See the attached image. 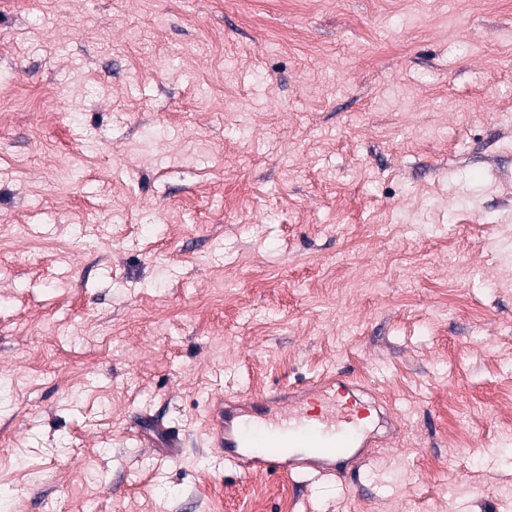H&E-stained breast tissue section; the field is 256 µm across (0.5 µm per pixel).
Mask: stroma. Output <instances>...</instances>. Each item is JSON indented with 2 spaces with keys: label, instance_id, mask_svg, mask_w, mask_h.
<instances>
[{
  "label": "stroma",
  "instance_id": "stroma-1",
  "mask_svg": "<svg viewBox=\"0 0 512 512\" xmlns=\"http://www.w3.org/2000/svg\"><path fill=\"white\" fill-rule=\"evenodd\" d=\"M333 369L357 476L210 452ZM0 512H512V0H0ZM141 437L151 444L160 443L169 452H176L181 447V441L158 423L147 424L142 430Z\"/></svg>",
  "mask_w": 512,
  "mask_h": 512
}]
</instances>
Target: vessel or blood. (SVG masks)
Returning a JSON list of instances; mask_svg holds the SVG:
<instances>
[{
  "instance_id": "1",
  "label": "vessel or blood",
  "mask_w": 512,
  "mask_h": 512,
  "mask_svg": "<svg viewBox=\"0 0 512 512\" xmlns=\"http://www.w3.org/2000/svg\"><path fill=\"white\" fill-rule=\"evenodd\" d=\"M362 391L361 383L339 372L301 396L282 389L277 402L216 399L208 414L210 446L217 457L251 473L348 476L351 462L368 460L379 429L393 424ZM141 437L171 452L181 446L156 423L146 425Z\"/></svg>"
}]
</instances>
